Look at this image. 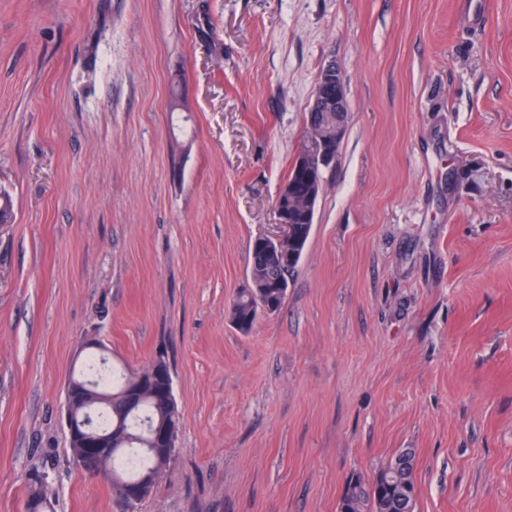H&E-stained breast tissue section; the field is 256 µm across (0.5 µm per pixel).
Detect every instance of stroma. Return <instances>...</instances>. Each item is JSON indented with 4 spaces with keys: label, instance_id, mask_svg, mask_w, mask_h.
<instances>
[{
    "label": "stroma",
    "instance_id": "stroma-1",
    "mask_svg": "<svg viewBox=\"0 0 512 512\" xmlns=\"http://www.w3.org/2000/svg\"><path fill=\"white\" fill-rule=\"evenodd\" d=\"M0 0V512H124L69 448L85 339L164 357L135 512H512V0ZM349 120L281 309L230 316L320 75ZM403 459H407V463L400 466ZM414 467L413 452L406 449L376 476L371 493L361 478L351 479L338 511L362 512V505L369 501L372 505L370 512H413L416 499Z\"/></svg>",
    "mask_w": 512,
    "mask_h": 512
}]
</instances>
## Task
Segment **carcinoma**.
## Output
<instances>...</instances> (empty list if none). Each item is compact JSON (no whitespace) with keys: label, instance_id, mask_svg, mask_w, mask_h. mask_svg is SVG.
<instances>
[{"label":"carcinoma","instance_id":"carcinoma-1","mask_svg":"<svg viewBox=\"0 0 512 512\" xmlns=\"http://www.w3.org/2000/svg\"><path fill=\"white\" fill-rule=\"evenodd\" d=\"M322 184L321 172L314 173L312 178L307 180L293 170L289 171L285 182L286 188L298 198L312 192H321ZM280 202L298 242V246L295 247L297 255L281 258L272 263L257 245L251 246V284L238 292L231 307L232 322L242 334H248L252 330L259 315L258 302L271 301L276 311L282 307L281 300L277 298L278 289L273 287V283L279 279L288 280L289 275L295 271L311 234L314 214L307 213L301 207L288 208L286 193L281 195ZM131 377L133 372L123 369L119 375L112 374L109 380L97 378L95 393L101 397L98 401L100 418L103 419L104 428L112 429L114 447L112 455L104 461L103 473L114 476L116 480L134 482L144 471L154 468L160 473L169 464V456L165 453L154 454L153 448L150 447L148 428L157 422L175 425L180 422V414L178 409L150 396L140 400L136 411H129L126 391ZM133 452L139 453L144 463L139 469L131 472L121 464V460ZM414 467L413 452L406 449L376 476L373 491L367 490L361 478L351 480L339 503V512H362V505L367 501L372 505L371 512H413L416 499ZM46 498L44 486L28 482L25 512H36L35 504Z\"/></svg>","mask_w":512,"mask_h":512}]
</instances>
